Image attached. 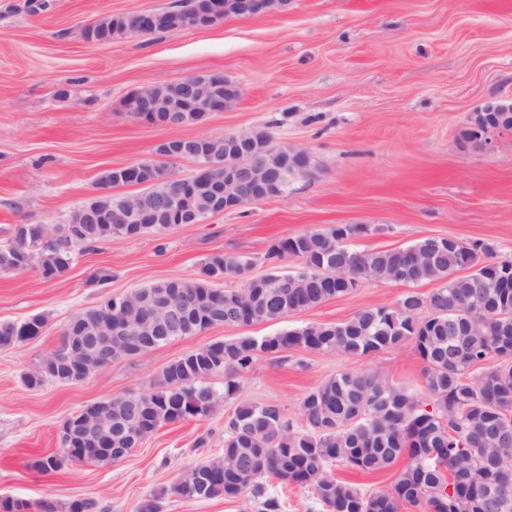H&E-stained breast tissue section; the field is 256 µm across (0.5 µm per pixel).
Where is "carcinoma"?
<instances>
[{
  "label": "carcinoma",
  "instance_id": "1",
  "mask_svg": "<svg viewBox=\"0 0 512 512\" xmlns=\"http://www.w3.org/2000/svg\"><path fill=\"white\" fill-rule=\"evenodd\" d=\"M122 33L118 16L83 29L85 40L95 43L110 42ZM100 184L107 192L89 200V205L106 214L125 205L127 196L110 193L114 187L127 185L121 170L104 172ZM80 220L81 210L77 209L66 223L52 230L45 224L14 225L13 239L26 234L24 252L0 248V272L34 268L51 280L65 273L76 253L114 234L134 238L147 231L162 235L172 229L170 224L152 222L102 224L87 243L67 250L64 244L81 229ZM364 231L363 225L339 224L273 244L268 260H300V270L288 274V287L223 290L224 318L213 325L280 320L350 293L356 285L345 288L336 283L331 288L316 269L340 264L344 252L330 246L343 235L351 238ZM431 241L426 237L403 248L370 252L347 249L355 255L354 268L360 280L384 284L385 275L394 270L408 285L440 283L428 296L408 292L393 307H365L342 323L310 324L272 336H239L207 344L166 364L143 396L145 409L162 427L175 422L166 411L168 405L187 411L180 417L182 421L208 416L218 397L207 380L216 374L220 362L224 397L229 398L239 390L238 378L249 371L260 353L302 349L367 357L410 343L425 364L432 409L378 371L341 372L322 381L304 397V423L296 429L271 404L241 402L224 426L223 455L195 466L200 483L193 487L176 483L161 493L234 501L249 490L263 494L260 479L264 476L286 474L293 484L313 485L331 512H400L406 503L421 504L427 512H449L450 502L457 505L456 512H469L470 500L504 475L509 498L505 512H512V442L503 443L493 436L471 439V434L494 426L512 435V261H494L493 244L483 240L456 239L438 252L430 251ZM252 266L244 255L215 254L196 275L136 289L126 297L106 296L78 312L75 319L80 322L110 311L132 321L145 297L167 288L181 299L205 306L214 296L217 276H243ZM461 270L484 277V282L458 275ZM44 325L42 317L20 324L0 323V349L37 335ZM207 329L209 326L193 321L177 334L159 333L139 350L146 352ZM488 361L491 366L471 376L474 368ZM47 380H62L50 354L36 371L25 376L31 388ZM403 455L409 457V464L387 491L365 493L328 474L334 463L367 474H384ZM483 456H499L506 466L499 471L483 466Z\"/></svg>",
  "mask_w": 512,
  "mask_h": 512
}]
</instances>
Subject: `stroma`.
Listing matches in <instances>:
<instances>
[{
	"label": "stroma",
	"mask_w": 512,
	"mask_h": 512,
	"mask_svg": "<svg viewBox=\"0 0 512 512\" xmlns=\"http://www.w3.org/2000/svg\"><path fill=\"white\" fill-rule=\"evenodd\" d=\"M0 0V248L17 224L53 226L99 194L104 170L155 159L174 137L264 132L309 153L308 175L284 192L165 235L113 236L77 253L60 277L29 269L0 273V323L44 317L40 336L0 349V500L68 512L92 499L97 512H138L158 495V512H261L262 498L228 502L170 494L200 462L224 452V423L237 403L274 404L300 426L304 396L341 372L382 371L426 398L424 363L412 345L373 356L292 349L262 354L213 412L160 428L126 458L67 461L57 456L62 424L85 405L148 390L161 368L233 336H268L343 322L372 305H396L399 284L361 282L351 293L276 321L214 326L71 383L24 382L62 341L80 310L101 297L189 277L216 253L249 256L253 275L297 264L266 260L278 240L338 224H366L349 239L359 252L394 249L426 236L494 245L512 260V132H489L486 148L467 131L469 116L493 96L512 95V0H288L274 16L228 17L205 29L87 42L84 27L131 10H164L173 0ZM218 73L239 83L232 109L198 124L157 127L123 107L134 89ZM108 271L105 283L92 276ZM282 512H329L313 486L263 481Z\"/></svg>",
	"instance_id": "stroma-1"
}]
</instances>
